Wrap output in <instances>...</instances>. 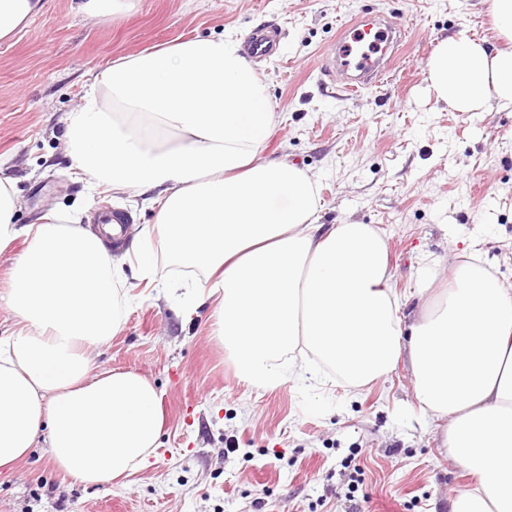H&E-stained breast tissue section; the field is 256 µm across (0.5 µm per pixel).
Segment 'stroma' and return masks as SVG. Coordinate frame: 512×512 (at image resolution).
Returning <instances> with one entry per match:
<instances>
[{
  "instance_id": "obj_1",
  "label": "stroma",
  "mask_w": 512,
  "mask_h": 512,
  "mask_svg": "<svg viewBox=\"0 0 512 512\" xmlns=\"http://www.w3.org/2000/svg\"><path fill=\"white\" fill-rule=\"evenodd\" d=\"M82 2L44 0L0 40V174L14 181L15 223L53 209L85 225L104 205L126 213L130 230L153 222L151 193L104 192L72 176L66 113L113 60L196 38L241 42L265 26L280 49L253 62L274 115L263 156L319 181L321 223L383 232L393 286L410 301L421 263L445 282L475 250L512 284V109L471 119L438 103L425 81L430 54L459 25L490 34L483 0H126L100 14ZM364 17L409 35L387 83L345 97L323 75V53L342 21ZM124 276L132 302L93 366L153 382L165 417L159 447L109 488L62 474L33 449L0 471V512H350L354 502L361 512H448L470 483L419 411L407 364L360 389L316 379L265 391L237 375L213 336L214 300L181 289L177 307L133 264Z\"/></svg>"
}]
</instances>
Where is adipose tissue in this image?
Listing matches in <instances>:
<instances>
[{"mask_svg":"<svg viewBox=\"0 0 512 512\" xmlns=\"http://www.w3.org/2000/svg\"><path fill=\"white\" fill-rule=\"evenodd\" d=\"M506 49L467 26L426 62L437 102L472 116L512 105V0H484ZM272 114L265 84L236 40L196 38L117 59L93 74L67 113L66 151L95 188L156 191L153 223L131 244L141 278L153 240L204 276L214 334L250 384L274 390L328 365L360 389L400 362L419 410L444 421L445 444L473 478L449 512H512V287L460 263L433 294L418 271L405 313L387 243L369 224L319 222L320 187L304 170L262 158ZM17 197L0 178V253L20 237L0 305L18 331L0 338V468L45 449L65 474L108 486L158 447L161 396L144 376L93 371L129 301L105 240L57 211L14 223Z\"/></svg>","mask_w":512,"mask_h":512,"instance_id":"1","label":"adipose tissue"}]
</instances>
